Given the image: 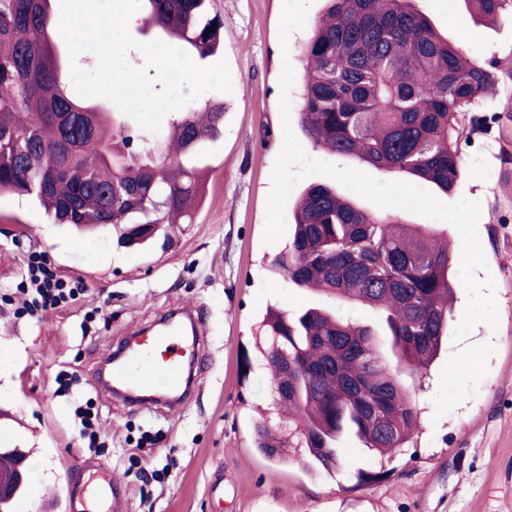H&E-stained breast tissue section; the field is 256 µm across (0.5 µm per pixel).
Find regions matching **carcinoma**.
<instances>
[{"label": "carcinoma", "mask_w": 512, "mask_h": 512, "mask_svg": "<svg viewBox=\"0 0 512 512\" xmlns=\"http://www.w3.org/2000/svg\"><path fill=\"white\" fill-rule=\"evenodd\" d=\"M51 2L0 0V194L35 199L54 224L110 226L118 240L138 245L164 224L191 223L201 186L184 158L223 133L224 103L208 102L200 116L183 113L173 124V151L131 133L102 106L68 94ZM144 2L143 26L202 59L219 48L223 21L208 16L206 0ZM467 2L482 18L512 9V0ZM302 58L300 125L314 145L445 193L460 174L475 100L500 85L512 112V72L500 76L441 37L411 0H325ZM293 224L276 269L299 288L380 311L400 363L427 371L448 335L457 282L440 230L364 210L321 184L301 194ZM263 327L266 368L275 387L289 389L273 395V405L291 414L308 465L340 470L336 444L347 432L382 455L407 447L419 414L377 352L372 328L323 306L275 311ZM284 358L286 374L276 365ZM254 434L263 455L283 457L288 439L270 424L255 423ZM386 476L354 473L358 486Z\"/></svg>", "instance_id": "carcinoma-1"}]
</instances>
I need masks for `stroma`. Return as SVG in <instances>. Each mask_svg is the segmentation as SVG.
Here are the masks:
<instances>
[{
    "instance_id": "stroma-1",
    "label": "stroma",
    "mask_w": 512,
    "mask_h": 512,
    "mask_svg": "<svg viewBox=\"0 0 512 512\" xmlns=\"http://www.w3.org/2000/svg\"><path fill=\"white\" fill-rule=\"evenodd\" d=\"M449 41L512 71V17L496 24L464 0H414ZM224 22L222 45L232 92L223 94L224 133L197 158L204 195L192 223L169 227L149 246L128 247L102 229L83 236L51 223L34 200L0 195V448L29 449L39 464L31 485L50 495L65 469L94 495L97 473L123 489V512H512V163L501 160L506 101L483 97L478 125L461 144L462 171L444 200L478 202V233L493 279L499 325L480 323L446 338L427 374L402 373L420 413L409 447L392 458L343 440L350 468L387 469V480L352 488L347 473L308 468L304 449L279 460L254 446V424L274 389L256 346L268 308L328 305L272 271L283 242L263 234L272 170L283 144L279 78L283 62L301 70L300 50L323 7L312 0L306 24L279 41L283 0H209ZM43 252L65 278L82 281L81 298L55 312L16 318L9 299L31 251ZM192 308L209 326L196 360L198 389L183 408L147 411L114 401L96 387L102 361L129 334L168 309ZM76 373L68 393L60 372ZM93 399L105 447L80 438L77 406ZM161 470L158 481L145 473Z\"/></svg>"
}]
</instances>
